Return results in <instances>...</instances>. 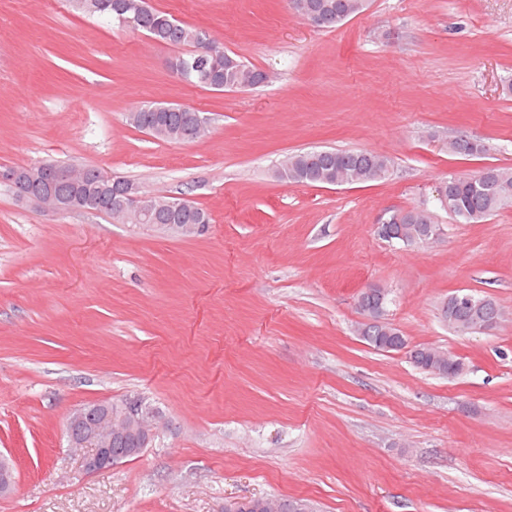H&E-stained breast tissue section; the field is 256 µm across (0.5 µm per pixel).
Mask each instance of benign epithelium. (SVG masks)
<instances>
[{"label":"benign epithelium","mask_w":512,"mask_h":512,"mask_svg":"<svg viewBox=\"0 0 512 512\" xmlns=\"http://www.w3.org/2000/svg\"><path fill=\"white\" fill-rule=\"evenodd\" d=\"M29 169L26 167H8L0 169V183L15 185L27 181ZM118 203L124 209H134L149 195L141 192L132 182L115 180L112 183ZM20 202L34 208H50L56 213L76 211V207L59 200L52 188H47L38 196L20 195ZM428 213L423 209L395 210L381 216L375 225L376 233L382 238L392 239L393 225L409 222L420 224L426 231ZM388 290L374 286L358 295L359 302L366 303L371 297L375 302L366 307L365 322L385 324L386 298ZM155 412L131 400L121 404L92 403L75 409L69 417L67 433L72 448H89L91 452L84 457V467L89 472L109 469L121 458L140 454L156 435L153 418ZM131 442L133 447L124 444ZM15 486L13 460L0 454V495L10 494Z\"/></svg>","instance_id":"benign-epithelium-1"}]
</instances>
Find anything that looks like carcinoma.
Returning a JSON list of instances; mask_svg holds the SVG:
<instances>
[{
    "label": "carcinoma",
    "instance_id": "obj_1",
    "mask_svg": "<svg viewBox=\"0 0 512 512\" xmlns=\"http://www.w3.org/2000/svg\"><path fill=\"white\" fill-rule=\"evenodd\" d=\"M319 6L316 16L321 28L333 29L361 13L367 0H313ZM79 13L88 17H105L133 31H142L165 45L182 47L184 51L170 57L169 69L181 80L215 91L251 88L265 83L267 75L224 45L210 41L205 31L183 24L171 14L153 8L146 0H71ZM131 127L156 139L186 142L204 136L209 118L193 107L173 103L146 101L126 115ZM288 182L306 185H330L339 178L345 183L359 184L386 178L391 168L388 157L367 150H316L291 153ZM448 202L441 204L455 221L479 224L512 203V168L487 166L470 176L450 174ZM56 191L64 198L82 200L90 212L103 214L119 224L112 188L99 179L98 169L86 166L69 182H60ZM173 198L155 196L149 199L153 211L144 215L140 224L173 231L175 224H209L210 215L195 203L180 199L181 207L170 209ZM478 307L457 304V293L448 295L441 308L444 321L451 328L467 333L480 331L491 321H501L500 306L489 297H474ZM359 335L372 347L388 351L390 345L404 344L405 336L395 327L370 325ZM436 349L422 347L413 360L415 367L432 372L437 367Z\"/></svg>",
    "mask_w": 512,
    "mask_h": 512
}]
</instances>
